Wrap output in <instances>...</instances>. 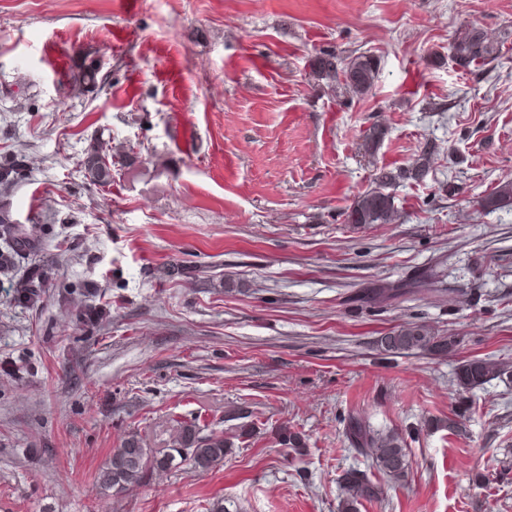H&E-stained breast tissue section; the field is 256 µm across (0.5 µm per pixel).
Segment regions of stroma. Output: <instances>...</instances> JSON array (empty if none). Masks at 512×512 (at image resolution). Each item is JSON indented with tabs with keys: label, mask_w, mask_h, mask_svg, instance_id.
<instances>
[{
	"label": "stroma",
	"mask_w": 512,
	"mask_h": 512,
	"mask_svg": "<svg viewBox=\"0 0 512 512\" xmlns=\"http://www.w3.org/2000/svg\"><path fill=\"white\" fill-rule=\"evenodd\" d=\"M464 24L495 61L449 57ZM326 48L378 59L369 95L317 85ZM82 51L110 72L93 96L70 80ZM94 139L135 156L105 187L79 170ZM426 146L398 221L345 223L374 168ZM17 154L11 198L53 269L36 309L0 276V512H338L351 469L382 487L360 512H512V205H478L512 181V0H0V160ZM443 254L456 305L368 302ZM84 304L106 319L76 325ZM415 321L455 348L378 351ZM484 358L506 375L440 428L457 367ZM352 413L404 436L405 482L350 447ZM240 414L250 437L210 470L117 497L96 480L129 434L158 450L173 420L229 435ZM283 422L301 451L276 443Z\"/></svg>",
	"instance_id": "1"
}]
</instances>
